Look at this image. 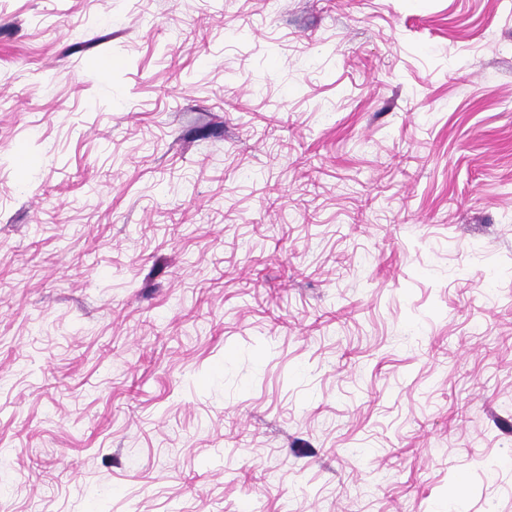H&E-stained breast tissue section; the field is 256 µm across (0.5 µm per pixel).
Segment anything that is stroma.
I'll return each mask as SVG.
<instances>
[{
	"mask_svg": "<svg viewBox=\"0 0 512 512\" xmlns=\"http://www.w3.org/2000/svg\"><path fill=\"white\" fill-rule=\"evenodd\" d=\"M0 512H512V0H0Z\"/></svg>",
	"mask_w": 512,
	"mask_h": 512,
	"instance_id": "stroma-1",
	"label": "stroma"
}]
</instances>
